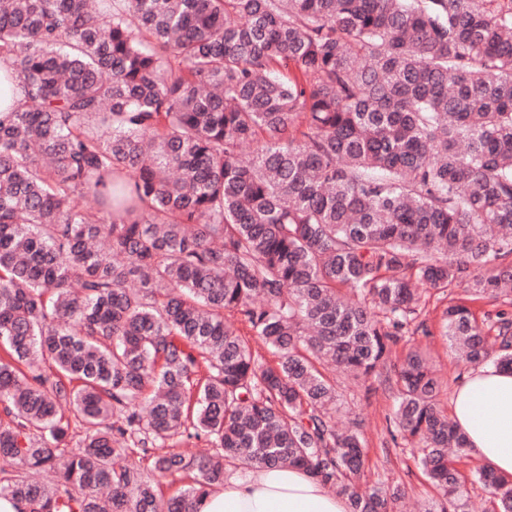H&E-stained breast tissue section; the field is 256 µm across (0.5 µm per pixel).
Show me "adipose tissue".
Returning <instances> with one entry per match:
<instances>
[{
    "instance_id": "adipose-tissue-1",
    "label": "adipose tissue",
    "mask_w": 512,
    "mask_h": 512,
    "mask_svg": "<svg viewBox=\"0 0 512 512\" xmlns=\"http://www.w3.org/2000/svg\"><path fill=\"white\" fill-rule=\"evenodd\" d=\"M453 417L473 457L512 479V370L485 364L470 370L452 395ZM197 512H347L305 471L263 467L225 481Z\"/></svg>"
}]
</instances>
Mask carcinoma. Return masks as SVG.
Masks as SVG:
<instances>
[{
	"mask_svg": "<svg viewBox=\"0 0 512 512\" xmlns=\"http://www.w3.org/2000/svg\"><path fill=\"white\" fill-rule=\"evenodd\" d=\"M0 57V497L196 512L231 458L393 512L332 365L388 385L429 512H464L431 357L390 360L429 335L425 293L463 285L497 308L452 300L442 335L512 367V0H0ZM202 438L222 452L174 450ZM471 483L512 512V480Z\"/></svg>",
	"mask_w": 512,
	"mask_h": 512,
	"instance_id": "cac0c4a2",
	"label": "carcinoma"
}]
</instances>
